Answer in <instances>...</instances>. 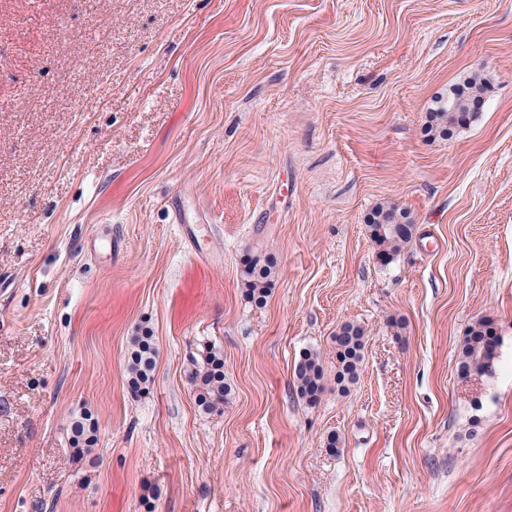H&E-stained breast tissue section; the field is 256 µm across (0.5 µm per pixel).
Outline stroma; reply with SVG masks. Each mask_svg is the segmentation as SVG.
I'll return each instance as SVG.
<instances>
[{
	"instance_id": "1",
	"label": "stroma",
	"mask_w": 512,
	"mask_h": 512,
	"mask_svg": "<svg viewBox=\"0 0 512 512\" xmlns=\"http://www.w3.org/2000/svg\"><path fill=\"white\" fill-rule=\"evenodd\" d=\"M380 205L416 226L389 260ZM0 512H512V0H0ZM465 89L454 97H448V103L442 106L439 112H433L430 131L438 133L440 136L449 137L452 134V126L458 120V114L469 112L477 108L482 103V98L486 94L488 87L485 80L479 75H473L465 82ZM475 102L472 103V101ZM271 275L269 265L258 267L257 264H253L245 271L250 299L256 305H263L266 301ZM491 328L479 321L469 327L461 351V370L482 373L492 368L497 342ZM336 343V384L345 387L358 377L365 346V331L352 322H345L333 337ZM152 336H139L134 340V349L129 361L131 383L134 386L146 383L155 367V350ZM201 364L191 371V382L197 391L198 403L205 409H213L224 403L228 386L224 383V361L220 351L208 349ZM293 378L299 395L309 403L316 402L323 388V368L318 355L311 351L303 352L294 363Z\"/></svg>"
}]
</instances>
